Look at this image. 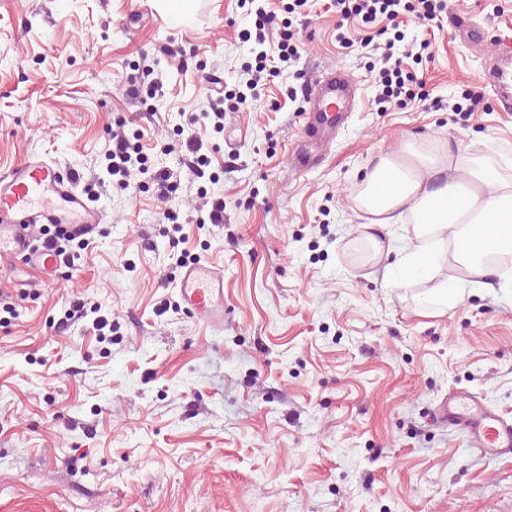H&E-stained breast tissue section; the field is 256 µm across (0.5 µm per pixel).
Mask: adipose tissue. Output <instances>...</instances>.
I'll use <instances>...</instances> for the list:
<instances>
[{
	"instance_id": "obj_1",
	"label": "adipose tissue",
	"mask_w": 512,
	"mask_h": 512,
	"mask_svg": "<svg viewBox=\"0 0 512 512\" xmlns=\"http://www.w3.org/2000/svg\"><path fill=\"white\" fill-rule=\"evenodd\" d=\"M356 200L366 214L368 242L375 256L385 245L375 229L411 217L416 243L399 270L413 277L439 278V290H456L457 270L480 279L490 272V253L512 252V182L496 168L459 153L442 163L407 142L399 154L379 156L367 173ZM453 250L455 271L444 274L438 252Z\"/></svg>"
}]
</instances>
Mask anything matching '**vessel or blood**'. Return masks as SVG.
I'll return each mask as SVG.
<instances>
[{
	"label": "vessel or blood",
	"instance_id": "b4317fda",
	"mask_svg": "<svg viewBox=\"0 0 512 512\" xmlns=\"http://www.w3.org/2000/svg\"><path fill=\"white\" fill-rule=\"evenodd\" d=\"M499 61L489 67L486 79L503 106L512 105V49L498 52ZM354 78L330 72L305 96L322 121L306 120L305 139L327 136L336 128V114L345 103ZM108 220L107 212L79 190L74 174L59 163L40 156L20 160L0 173V261L24 265L54 276L61 264L56 250L37 244V226L57 225L84 237ZM186 309L214 328L224 326V273L203 259L187 262L176 281ZM442 420L465 429L471 447L485 455L512 452V420L503 417L474 393H454L437 408Z\"/></svg>",
	"mask_w": 512,
	"mask_h": 512
}]
</instances>
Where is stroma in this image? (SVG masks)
I'll use <instances>...</instances> for the list:
<instances>
[{"mask_svg":"<svg viewBox=\"0 0 512 512\" xmlns=\"http://www.w3.org/2000/svg\"><path fill=\"white\" fill-rule=\"evenodd\" d=\"M194 2L173 16L162 0L145 13L137 0H0V171L58 161L109 216L53 283L0 272V512H512V458L433 418L456 390L512 416V281L493 273L429 309L437 281L395 266L412 224L381 230L392 251L373 257L354 200L406 141L489 158L512 179V111L486 87L490 57L512 48V0H447L442 30L410 24L396 43L385 18L344 20L330 0L290 14L282 0ZM261 7L291 22L300 57L208 138L224 158L223 223H195L203 182L168 156L175 233L148 175L108 182L106 144L152 107L177 144L203 76L246 92ZM457 18L490 42L460 40ZM426 40L428 101L379 111L380 47L408 69ZM336 69L361 80L355 108L319 163L295 170L300 91ZM130 75L162 81L164 97L127 98ZM469 94L482 102L461 111ZM187 254L224 271L223 331L178 304ZM76 302L86 319L63 326Z\"/></svg>","mask_w":512,"mask_h":512,"instance_id":"obj_1","label":"stroma"}]
</instances>
